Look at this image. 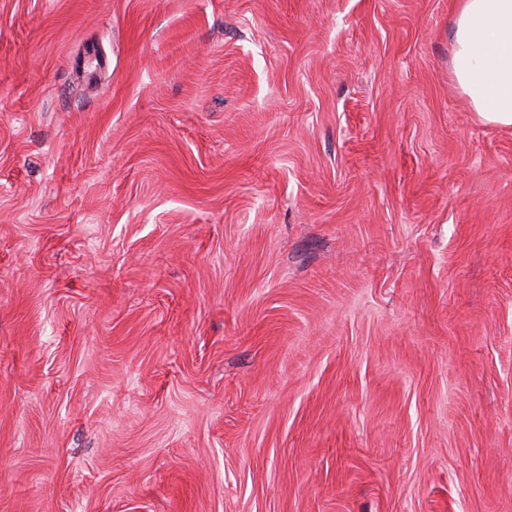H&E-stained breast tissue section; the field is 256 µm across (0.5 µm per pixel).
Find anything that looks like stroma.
Masks as SVG:
<instances>
[{
	"label": "stroma",
	"instance_id": "stroma-1",
	"mask_svg": "<svg viewBox=\"0 0 512 512\" xmlns=\"http://www.w3.org/2000/svg\"><path fill=\"white\" fill-rule=\"evenodd\" d=\"M454 12L0 0V512H512Z\"/></svg>",
	"mask_w": 512,
	"mask_h": 512
}]
</instances>
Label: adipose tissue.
<instances>
[{"instance_id": "adipose-tissue-1", "label": "adipose tissue", "mask_w": 512, "mask_h": 512, "mask_svg": "<svg viewBox=\"0 0 512 512\" xmlns=\"http://www.w3.org/2000/svg\"><path fill=\"white\" fill-rule=\"evenodd\" d=\"M451 39L453 75L478 117L512 127V0H459Z\"/></svg>"}]
</instances>
